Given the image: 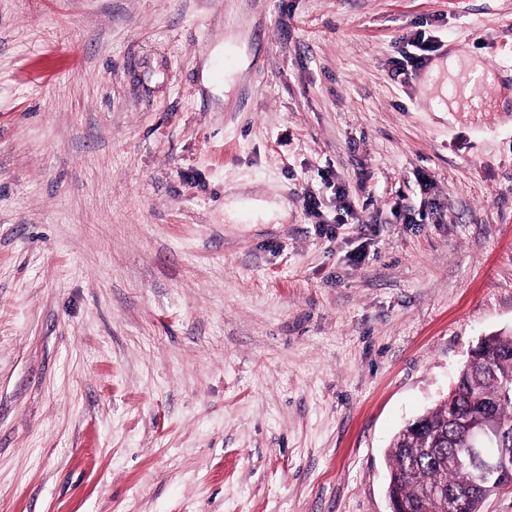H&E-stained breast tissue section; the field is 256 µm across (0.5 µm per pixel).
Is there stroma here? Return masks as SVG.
Instances as JSON below:
<instances>
[{
	"instance_id": "obj_1",
	"label": "stroma",
	"mask_w": 512,
	"mask_h": 512,
	"mask_svg": "<svg viewBox=\"0 0 512 512\" xmlns=\"http://www.w3.org/2000/svg\"><path fill=\"white\" fill-rule=\"evenodd\" d=\"M511 62L512 0H0V512H390L512 330Z\"/></svg>"
}]
</instances>
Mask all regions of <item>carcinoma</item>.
Segmentation results:
<instances>
[{
  "mask_svg": "<svg viewBox=\"0 0 512 512\" xmlns=\"http://www.w3.org/2000/svg\"><path fill=\"white\" fill-rule=\"evenodd\" d=\"M484 419L512 449V333L486 337L476 359L458 372L448 398L406 424L388 453V494L404 512H440L439 495L467 487L471 472L459 463L467 425Z\"/></svg>",
  "mask_w": 512,
  "mask_h": 512,
  "instance_id": "1",
  "label": "carcinoma"
}]
</instances>
